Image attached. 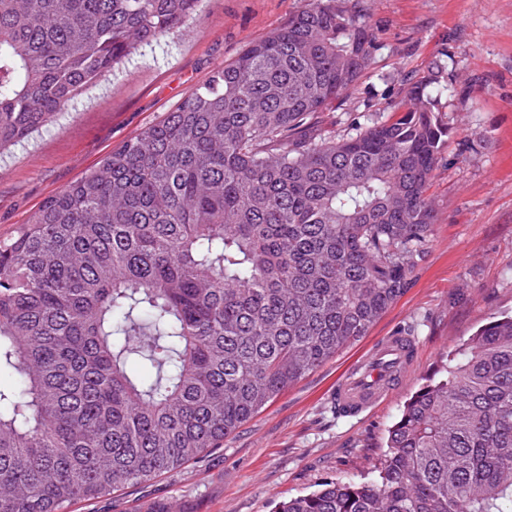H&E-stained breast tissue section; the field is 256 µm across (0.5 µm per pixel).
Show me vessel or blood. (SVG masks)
<instances>
[{"label":"vessel or blood","mask_w":512,"mask_h":512,"mask_svg":"<svg viewBox=\"0 0 512 512\" xmlns=\"http://www.w3.org/2000/svg\"><path fill=\"white\" fill-rule=\"evenodd\" d=\"M418 353L414 337L401 332L382 337L373 357L350 368L333 391L339 411L359 414L400 387L413 367Z\"/></svg>","instance_id":"b4317fda"}]
</instances>
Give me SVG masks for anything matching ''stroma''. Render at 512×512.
Instances as JSON below:
<instances>
[{
  "mask_svg": "<svg viewBox=\"0 0 512 512\" xmlns=\"http://www.w3.org/2000/svg\"><path fill=\"white\" fill-rule=\"evenodd\" d=\"M375 38L354 88L317 120L340 139L404 96V79L444 68L449 135L427 188L436 211L409 288L367 336L285 390L223 447L177 472L67 512H273L329 479L356 478L404 403L448 350L512 313V0H346ZM304 0H203L186 32L139 47L112 75L0 154V239L112 150L162 121L211 72L266 37ZM415 326L406 382L373 408L339 413L332 392L382 336Z\"/></svg>",
  "mask_w": 512,
  "mask_h": 512,
  "instance_id": "stroma-1",
  "label": "stroma"
}]
</instances>
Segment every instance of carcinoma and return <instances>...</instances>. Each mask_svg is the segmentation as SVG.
I'll list each match as a JSON object with an SVG mask.
<instances>
[{"instance_id": "obj_1", "label": "carcinoma", "mask_w": 512, "mask_h": 512, "mask_svg": "<svg viewBox=\"0 0 512 512\" xmlns=\"http://www.w3.org/2000/svg\"><path fill=\"white\" fill-rule=\"evenodd\" d=\"M200 3L0 0V151ZM373 48L343 0H307L0 241V512L189 465L405 293L435 222L440 72L338 141L313 131ZM274 512H512V314L448 351L359 479Z\"/></svg>"}]
</instances>
